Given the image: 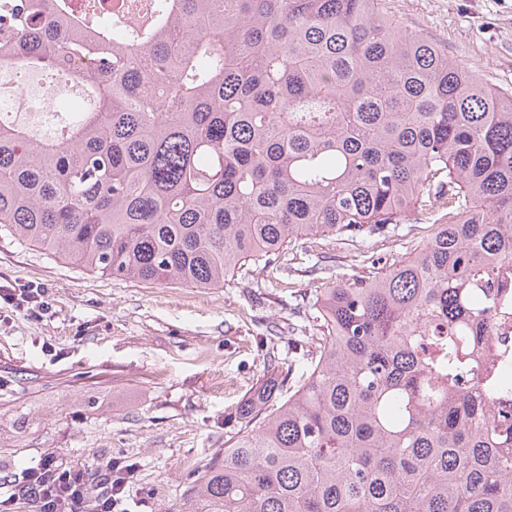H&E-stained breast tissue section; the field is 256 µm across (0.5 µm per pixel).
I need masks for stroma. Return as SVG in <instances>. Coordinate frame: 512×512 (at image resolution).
Listing matches in <instances>:
<instances>
[{
  "mask_svg": "<svg viewBox=\"0 0 512 512\" xmlns=\"http://www.w3.org/2000/svg\"><path fill=\"white\" fill-rule=\"evenodd\" d=\"M404 28L512 90V0H387ZM405 223L345 248L292 241L268 267L220 288L145 284L87 271L0 230V285H41L50 310L29 319L0 303V477L21 478L47 451L106 468L134 465L128 512H189L186 490L224 452V418L268 376L304 369L294 305L334 280L371 276L372 261L416 251ZM367 263H360V256Z\"/></svg>",
  "mask_w": 512,
  "mask_h": 512,
  "instance_id": "stroma-1",
  "label": "stroma"
}]
</instances>
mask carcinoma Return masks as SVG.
Instances as JSON below:
<instances>
[{"label": "carcinoma", "instance_id": "carcinoma-1", "mask_svg": "<svg viewBox=\"0 0 512 512\" xmlns=\"http://www.w3.org/2000/svg\"><path fill=\"white\" fill-rule=\"evenodd\" d=\"M0 0V63L92 103L0 122V226L87 271L224 286L304 235L412 220L420 250L311 304L315 356L244 402L193 512H512V356L479 285L512 261V91L383 0Z\"/></svg>", "mask_w": 512, "mask_h": 512}]
</instances>
